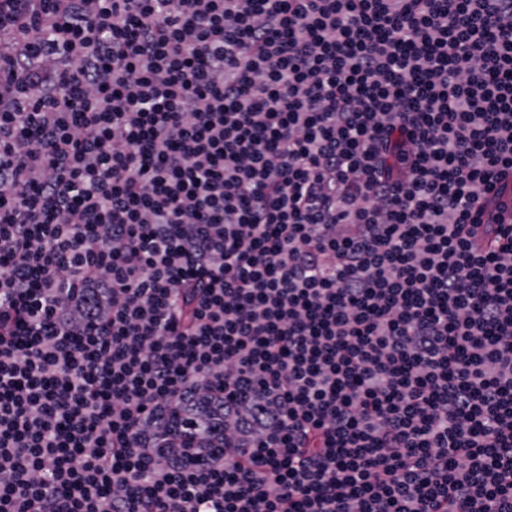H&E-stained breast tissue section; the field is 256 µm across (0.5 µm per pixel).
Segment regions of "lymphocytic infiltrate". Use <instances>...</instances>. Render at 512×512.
I'll return each instance as SVG.
<instances>
[{"label":"lymphocytic infiltrate","instance_id":"f902f5d3","mask_svg":"<svg viewBox=\"0 0 512 512\" xmlns=\"http://www.w3.org/2000/svg\"><path fill=\"white\" fill-rule=\"evenodd\" d=\"M512 0H0V512H512Z\"/></svg>","mask_w":512,"mask_h":512}]
</instances>
